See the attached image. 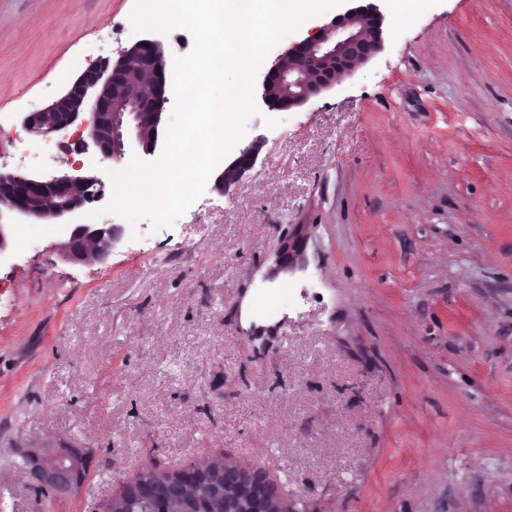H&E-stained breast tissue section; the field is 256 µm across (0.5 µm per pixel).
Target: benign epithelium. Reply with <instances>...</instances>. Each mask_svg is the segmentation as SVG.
Masks as SVG:
<instances>
[{"label": "benign epithelium", "instance_id": "benign-epithelium-1", "mask_svg": "<svg viewBox=\"0 0 512 512\" xmlns=\"http://www.w3.org/2000/svg\"><path fill=\"white\" fill-rule=\"evenodd\" d=\"M382 13L379 6L350 5L330 22L293 43L270 67L263 80V98L274 107L291 108L335 86L364 64L381 46ZM166 58L156 40L135 42L121 52L114 65L103 60L87 67L66 92L29 113L24 129L49 138L73 125L80 112L91 108L89 138L100 155L110 160L131 154H155L165 96ZM260 139L239 149L216 179L218 187L239 182L253 167ZM97 188V176L66 172L23 176L0 172V214L10 212L40 220L57 219L85 204V189ZM307 224H294L277 249L271 276L304 264L301 253ZM121 239L116 224H76L68 241L54 246L71 262L104 261ZM24 473L40 488L57 496L74 493L85 481L88 461L80 448H60L52 453L31 449L24 454ZM138 503L144 512H167L175 503L183 512H288L277 485L263 472L211 456L205 462L157 473L147 467L125 483L107 505L109 512H128Z\"/></svg>", "mask_w": 512, "mask_h": 512}]
</instances>
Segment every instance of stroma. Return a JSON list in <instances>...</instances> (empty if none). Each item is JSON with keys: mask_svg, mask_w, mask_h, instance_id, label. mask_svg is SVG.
Instances as JSON below:
<instances>
[{"mask_svg": "<svg viewBox=\"0 0 512 512\" xmlns=\"http://www.w3.org/2000/svg\"><path fill=\"white\" fill-rule=\"evenodd\" d=\"M134 0H0V114L136 40ZM383 46L290 109L229 189L106 260H62L74 217L0 264V512H103L153 460L220 451L297 512H512V0H381ZM279 118L266 127L264 116ZM73 125L46 168L80 159ZM204 225L195 233V225ZM304 270L266 274L290 225ZM275 315L244 325L261 292ZM89 451L70 496L28 448Z\"/></svg>", "mask_w": 512, "mask_h": 512, "instance_id": "35a3bbf8", "label": "stroma"}]
</instances>
